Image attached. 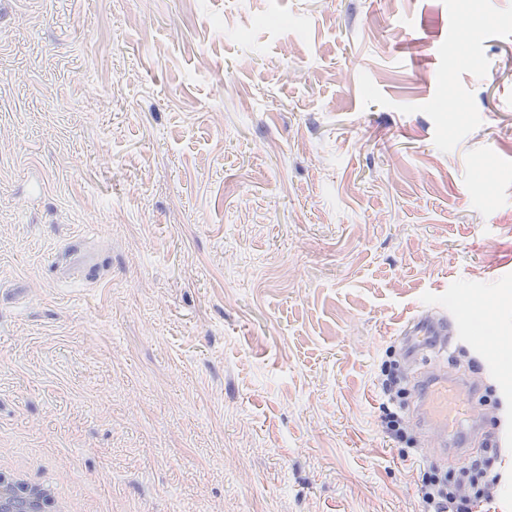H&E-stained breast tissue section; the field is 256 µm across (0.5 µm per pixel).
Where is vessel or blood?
<instances>
[{
  "label": "vessel or blood",
  "instance_id": "b4317fda",
  "mask_svg": "<svg viewBox=\"0 0 512 512\" xmlns=\"http://www.w3.org/2000/svg\"><path fill=\"white\" fill-rule=\"evenodd\" d=\"M451 334L446 322L420 318L414 320L403 346L407 362L422 367L413 416L436 436L440 454L449 453L461 459L468 450L460 445L452 446L451 439L458 434L460 418H467L474 428L481 423V415L473 405L479 382L472 375H448L440 366L427 365L425 358L427 351L447 346Z\"/></svg>",
  "mask_w": 512,
  "mask_h": 512
}]
</instances>
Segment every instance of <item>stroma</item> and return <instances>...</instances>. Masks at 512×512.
Segmentation results:
<instances>
[{"label": "stroma", "mask_w": 512, "mask_h": 512, "mask_svg": "<svg viewBox=\"0 0 512 512\" xmlns=\"http://www.w3.org/2000/svg\"><path fill=\"white\" fill-rule=\"evenodd\" d=\"M422 314L512 512V0H0V469L72 512H424L462 464L403 460L379 385Z\"/></svg>", "instance_id": "obj_1"}]
</instances>
